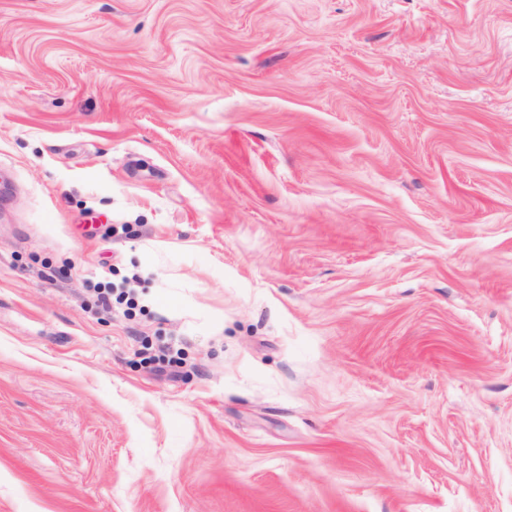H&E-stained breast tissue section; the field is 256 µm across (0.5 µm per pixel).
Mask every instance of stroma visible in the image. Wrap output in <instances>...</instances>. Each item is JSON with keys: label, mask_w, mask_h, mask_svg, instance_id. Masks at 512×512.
<instances>
[{"label": "stroma", "mask_w": 512, "mask_h": 512, "mask_svg": "<svg viewBox=\"0 0 512 512\" xmlns=\"http://www.w3.org/2000/svg\"><path fill=\"white\" fill-rule=\"evenodd\" d=\"M0 183V512H512V0H0Z\"/></svg>", "instance_id": "1"}]
</instances>
